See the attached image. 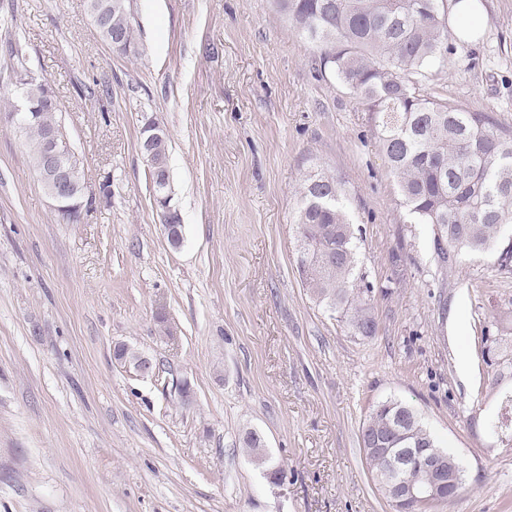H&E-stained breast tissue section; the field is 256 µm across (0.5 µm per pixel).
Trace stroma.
<instances>
[{
    "instance_id": "35a3bbf8",
    "label": "stroma",
    "mask_w": 512,
    "mask_h": 512,
    "mask_svg": "<svg viewBox=\"0 0 512 512\" xmlns=\"http://www.w3.org/2000/svg\"><path fill=\"white\" fill-rule=\"evenodd\" d=\"M480 3L479 37L451 38L417 89L512 135V0ZM127 5L118 54L86 0H0V113L20 109L21 73L46 82L91 196L78 223L59 219L29 134L0 124V512H391L359 443L391 397L465 464L431 512H512V448L483 430L512 375L482 342L502 319L512 333V273L492 253L443 266L371 112L274 0ZM151 118L169 139L176 248L139 150ZM316 170L362 231L374 337L300 281L296 189ZM120 345L149 372L115 359ZM244 442L248 448H251L252 451L255 452L258 464L265 466L266 469H268V471H270L275 478L282 481L284 476V471L282 468L274 463L266 455L259 452L260 448L264 447L262 437L257 432L249 431L245 435Z\"/></svg>"
}]
</instances>
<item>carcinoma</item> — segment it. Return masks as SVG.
<instances>
[{
	"label": "carcinoma",
	"mask_w": 512,
	"mask_h": 512,
	"mask_svg": "<svg viewBox=\"0 0 512 512\" xmlns=\"http://www.w3.org/2000/svg\"><path fill=\"white\" fill-rule=\"evenodd\" d=\"M292 30L316 50L322 73H328L374 116L379 142L398 179L403 204L416 224H430L443 263L453 265L462 251L481 255L492 250L501 227L512 224V139L491 126L480 112H470L444 100L416 93L428 69L450 49V32L441 13V0H275ZM91 15L103 40L112 45L118 34L133 43L127 0H89ZM26 97L35 121L32 162L40 169L46 134L60 129L59 107L49 103L43 81L27 82ZM167 138L155 145L149 164L153 189L169 187ZM72 169L68 201L83 199L86 187L78 160ZM295 212L296 267L318 300L345 319L353 333L376 335L372 315L373 287L359 265L358 237L349 220L336 178L308 174L300 187ZM485 433L512 445V394L498 412L483 421ZM361 446L374 484L393 512H428L452 502L463 485L465 468L451 450L439 445L418 413L408 405L386 399L377 403L359 429ZM244 442L256 452L258 464L283 479L284 471L266 455L262 437L246 433ZM403 448H427L448 458L451 484L434 495L415 500L392 498L395 481L392 456ZM407 475L428 481L423 460L411 456Z\"/></svg>",
	"instance_id": "obj_1"
}]
</instances>
